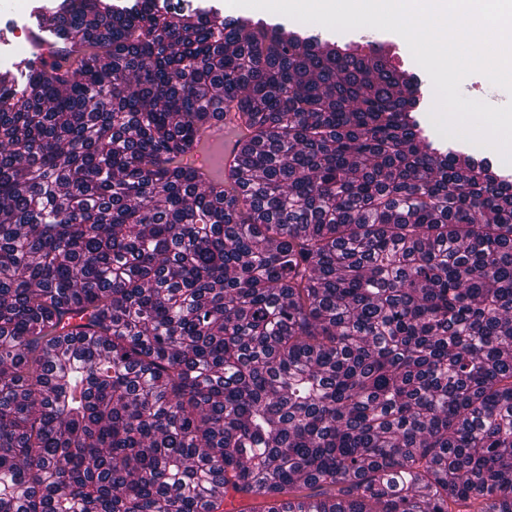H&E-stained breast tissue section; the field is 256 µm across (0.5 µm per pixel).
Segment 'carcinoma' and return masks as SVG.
Masks as SVG:
<instances>
[{
  "label": "carcinoma",
  "mask_w": 512,
  "mask_h": 512,
  "mask_svg": "<svg viewBox=\"0 0 512 512\" xmlns=\"http://www.w3.org/2000/svg\"><path fill=\"white\" fill-rule=\"evenodd\" d=\"M44 21L71 55L0 70V512H512V181L393 47ZM224 114V119L215 120L205 134V139L210 143L220 141L222 143V154L224 157V166L229 165L234 155L231 152L232 143L227 139L226 132L229 127L236 125L237 120L234 112ZM429 112H424V118L425 122L427 124V127L430 131L431 136L437 140L438 142L442 143L443 145L449 147V148H461L469 151L473 155H475L478 158H489L492 160L498 168L506 175L511 176L512 178V165L505 164L501 158V156L493 149L487 148V147H481L477 146L475 144L469 143L467 141L459 140V139H446L442 134L437 133L431 124L429 117Z\"/></svg>",
  "instance_id": "cac0c4a2"
}]
</instances>
